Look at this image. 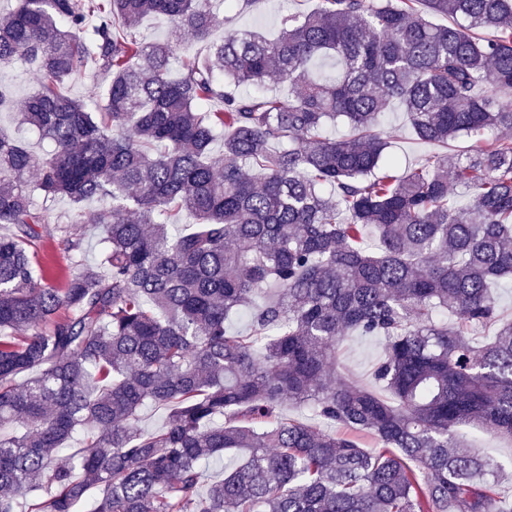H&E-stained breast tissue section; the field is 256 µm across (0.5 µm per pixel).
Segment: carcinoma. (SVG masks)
<instances>
[{"mask_svg":"<svg viewBox=\"0 0 512 512\" xmlns=\"http://www.w3.org/2000/svg\"><path fill=\"white\" fill-rule=\"evenodd\" d=\"M156 15L194 39L216 23L209 0H16L0 19V62L40 79L19 123L51 145L40 158L0 131V512H512L458 435L512 436V321L493 293L512 279V0H321L273 39L225 28L175 77V45L135 35ZM90 61L107 77L93 106L66 88ZM326 61L331 81L312 73ZM273 75L287 95L235 91ZM394 102L437 151L374 178ZM337 120L347 134L323 137ZM33 191L104 202L98 265L59 226L61 288ZM349 331L384 342L376 388L336 372ZM147 406L168 412L153 431Z\"/></svg>","mask_w":512,"mask_h":512,"instance_id":"1","label":"carcinoma"}]
</instances>
